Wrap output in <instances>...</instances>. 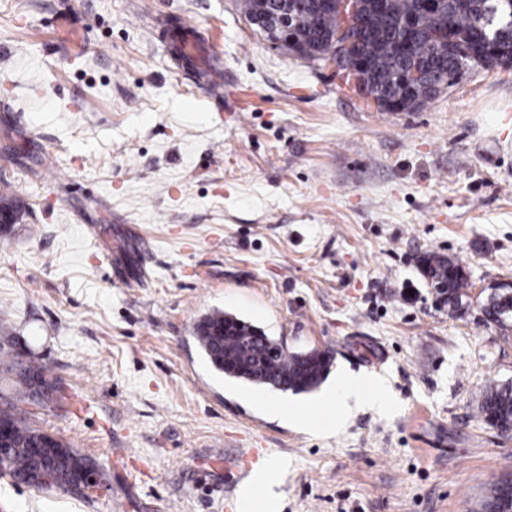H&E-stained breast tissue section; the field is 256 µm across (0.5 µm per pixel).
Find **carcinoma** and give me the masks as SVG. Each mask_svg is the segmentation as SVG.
Listing matches in <instances>:
<instances>
[{
  "instance_id": "cac0c4a2",
  "label": "carcinoma",
  "mask_w": 512,
  "mask_h": 512,
  "mask_svg": "<svg viewBox=\"0 0 512 512\" xmlns=\"http://www.w3.org/2000/svg\"><path fill=\"white\" fill-rule=\"evenodd\" d=\"M363 16L370 28L364 40V53L368 68L364 73V90L361 96L365 103H382L396 97L411 111L433 101L437 88L455 84L465 71L475 67L491 68L493 56L485 49L487 38L496 35L495 47L509 54L512 52V20L501 17L489 24L490 16L501 12L499 0H444L438 11L423 8L422 0H387L386 8L377 11L372 0H363ZM288 14L291 20L290 35L296 42L321 54L328 38L340 28L338 17L317 5V0H264L259 14L266 16L260 25H268L280 13ZM415 21V35L408 50L399 48L398 36L402 22ZM451 29L465 41L471 50L462 58L456 50L436 51L430 35L436 31ZM418 69L421 77L407 84V75ZM0 207L8 209L21 218L27 203L17 196H0ZM420 273L432 283H446V288L437 291V296L455 313L463 308L470 287L461 265L454 259L430 252L420 260ZM486 318L502 330L512 329V288L508 293H495L487 297L483 305ZM238 316L220 309L213 310L197 322L195 339L212 368L225 376L254 385L295 394L315 390L327 377L332 358L321 350L288 351V348L261 328L242 321V327L230 325L225 336L214 335V329ZM8 336H0V368L15 374V395L0 407V422L8 424L12 433L0 452L7 459L9 475L17 483L37 489L55 487L63 489L69 483L71 473L91 462L69 444L54 437L53 443L62 449L59 463L53 468V480L40 483L30 477L38 467L28 449L37 448L47 437V432L33 427L28 422L27 411L22 403L54 404L61 407L64 396L55 383L46 376L43 365L18 360L5 343ZM479 413L483 421L504 438L512 437V382H491L481 393ZM512 505V486L497 483L491 489L484 505V512H502Z\"/></svg>"
}]
</instances>
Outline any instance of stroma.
Listing matches in <instances>:
<instances>
[{
    "label": "stroma",
    "mask_w": 512,
    "mask_h": 512,
    "mask_svg": "<svg viewBox=\"0 0 512 512\" xmlns=\"http://www.w3.org/2000/svg\"><path fill=\"white\" fill-rule=\"evenodd\" d=\"M238 3L0 0V195L28 205L0 241V336L65 395L30 423L110 486L0 474V512H241L269 458L280 512H481L512 476V439L478 411L512 380L482 310L512 282V67L380 112ZM158 18L213 41L223 96L175 70ZM429 252L468 277L457 315L419 275ZM216 308L330 351L328 382L382 378L384 406L339 426L321 390L225 377L194 337Z\"/></svg>",
    "instance_id": "obj_1"
}]
</instances>
